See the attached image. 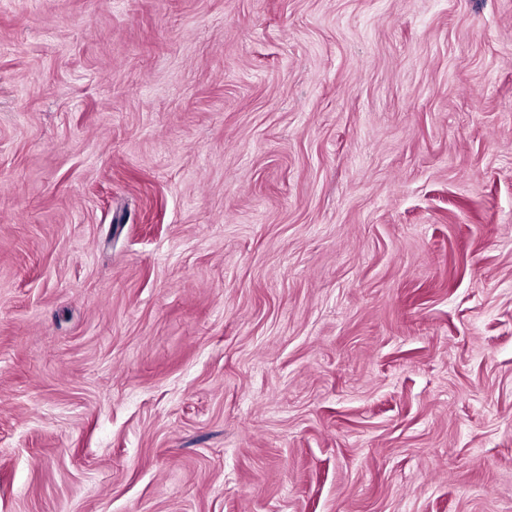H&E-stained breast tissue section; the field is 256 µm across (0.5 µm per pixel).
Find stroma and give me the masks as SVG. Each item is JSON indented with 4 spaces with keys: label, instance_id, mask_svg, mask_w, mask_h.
Returning a JSON list of instances; mask_svg holds the SVG:
<instances>
[{
    "label": "stroma",
    "instance_id": "obj_1",
    "mask_svg": "<svg viewBox=\"0 0 512 512\" xmlns=\"http://www.w3.org/2000/svg\"><path fill=\"white\" fill-rule=\"evenodd\" d=\"M0 512H512V0H0Z\"/></svg>",
    "mask_w": 512,
    "mask_h": 512
}]
</instances>
